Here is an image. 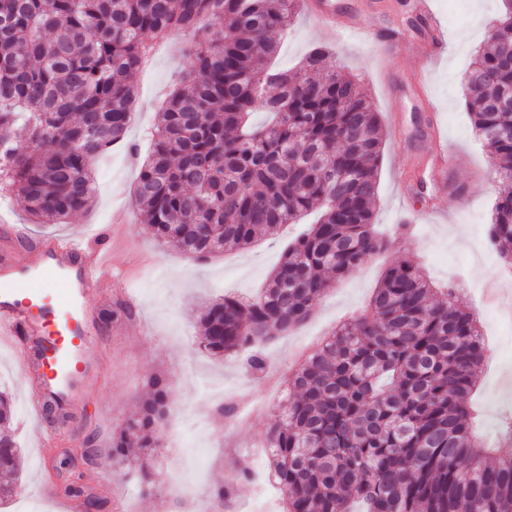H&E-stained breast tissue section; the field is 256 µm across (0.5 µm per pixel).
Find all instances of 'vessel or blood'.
I'll return each mask as SVG.
<instances>
[{"instance_id": "1", "label": "vessel or blood", "mask_w": 512, "mask_h": 512, "mask_svg": "<svg viewBox=\"0 0 512 512\" xmlns=\"http://www.w3.org/2000/svg\"><path fill=\"white\" fill-rule=\"evenodd\" d=\"M321 25L338 27L340 35H357L361 24H336L331 0H302ZM421 14L433 22L429 39L411 42V50L432 61L443 43L431 0H417ZM112 290V246L84 237L42 240L35 260L0 257V347H11L26 368L40 367L34 400L52 396L74 405L82 385L101 369L95 352L99 330L92 296Z\"/></svg>"}]
</instances>
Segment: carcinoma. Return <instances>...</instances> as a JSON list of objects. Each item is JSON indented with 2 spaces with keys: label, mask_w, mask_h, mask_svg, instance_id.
<instances>
[{
  "label": "carcinoma",
  "mask_w": 512,
  "mask_h": 512,
  "mask_svg": "<svg viewBox=\"0 0 512 512\" xmlns=\"http://www.w3.org/2000/svg\"><path fill=\"white\" fill-rule=\"evenodd\" d=\"M298 0H0V194L19 195L34 224L85 212L92 167L126 142L135 88L130 76L154 42L193 33V66L160 111L135 198L153 238L198 261L244 249L280 224L316 215L288 244L258 299L226 295L199 319V347L214 356L257 346L303 322L334 282L388 241L373 229L383 134L355 80L312 50L294 71H270L272 38L288 29ZM499 27L471 70L494 72L468 99L474 127L512 183V112L486 103L512 88ZM274 115L266 128L252 112ZM24 132L28 146L14 145ZM489 237L512 264V191L496 204ZM433 288L410 260L390 267L368 304L305 355L288 377L297 396L268 431L285 512H512V415L495 448L471 433L469 405L487 357L473 313L454 288ZM117 302L103 319L131 320ZM150 397L113 433L112 461L131 466L129 445L161 450L169 380H149ZM50 431L72 436L55 398L43 402ZM14 403L0 390V502L12 496L21 448ZM58 496L79 512L106 498L68 472Z\"/></svg>",
  "instance_id": "cac0c4a2"
}]
</instances>
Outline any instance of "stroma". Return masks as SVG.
<instances>
[{"instance_id": "stroma-1", "label": "stroma", "mask_w": 512, "mask_h": 512, "mask_svg": "<svg viewBox=\"0 0 512 512\" xmlns=\"http://www.w3.org/2000/svg\"><path fill=\"white\" fill-rule=\"evenodd\" d=\"M413 0H336L344 15L364 13L374 5L378 21L362 34L345 39L297 14L288 33L278 38L273 68L297 66L316 46L327 47L338 72L353 77L374 106L385 133L378 164V200L373 222L392 245L361 269L336 284L318 300L311 316L292 331L279 334L263 347L262 372L248 370L243 356L215 357L198 346L197 321L209 301L222 294L243 299L257 296L279 264L288 243L302 230L285 224L262 235L246 249L227 250L199 263L179 248L158 244L142 224L134 184L139 160L150 149V131L180 73L189 70L193 37L176 33L157 44L145 66L132 78L137 101L128 142L101 158L95 168L90 209L63 224L48 226L54 236L83 232L112 233V274L124 281L134 297L136 320L109 322L100 329L98 355L102 371L89 382L71 420L76 437L96 428L100 446H107L135 414L147 395L146 382L161 372L171 382L170 409L162 429V452L152 461L154 473L172 463L173 433L182 431V446L198 458L195 476L199 496L186 499L163 481L143 493L126 469L100 458L84 469L87 482L109 500L107 512H200V500H211L216 487L233 490L234 512H282L281 493L269 480L272 458L266 448L269 428L284 404V388L298 356L314 347L345 317L359 311L376 288L384 270L412 259L437 287L458 289L475 310L492 356L471 402L482 416L476 430L485 443H495L499 418L512 414V300L490 298L498 285L500 263L487 240L496 202L505 190L490 173L488 151L466 108L464 77L485 44L489 23L502 0H434L445 30V45L428 69L412 53L391 49L381 39L395 31L408 39L429 37L421 28ZM470 40H460L461 32ZM446 144L459 166L441 174L434 160L436 143ZM418 188L415 203L429 214L411 231L396 235L402 186ZM126 208L129 220L112 221L115 208ZM0 254L35 259L34 247L22 248L17 235L36 239L22 198L0 200ZM0 386L13 396L15 434L21 448L14 497L0 512H61L59 480L54 464L66 453L57 441L38 445L28 429L31 375L14 356L0 350ZM223 391L235 405L233 416L219 414L209 389ZM248 480H241V473Z\"/></svg>"}]
</instances>
